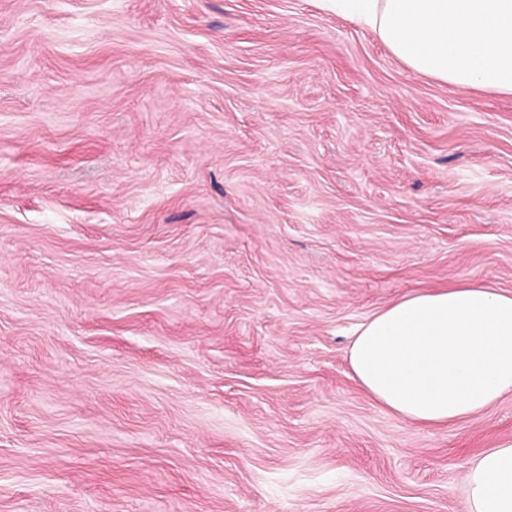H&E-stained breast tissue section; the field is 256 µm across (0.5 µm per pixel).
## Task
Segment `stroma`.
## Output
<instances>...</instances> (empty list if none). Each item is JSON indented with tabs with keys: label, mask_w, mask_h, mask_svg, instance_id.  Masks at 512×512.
Listing matches in <instances>:
<instances>
[{
	"label": "stroma",
	"mask_w": 512,
	"mask_h": 512,
	"mask_svg": "<svg viewBox=\"0 0 512 512\" xmlns=\"http://www.w3.org/2000/svg\"><path fill=\"white\" fill-rule=\"evenodd\" d=\"M512 294V96L316 0H0V512H460L512 396L354 379L403 295Z\"/></svg>",
	"instance_id": "35a3bbf8"
}]
</instances>
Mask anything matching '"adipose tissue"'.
<instances>
[{
	"mask_svg": "<svg viewBox=\"0 0 512 512\" xmlns=\"http://www.w3.org/2000/svg\"><path fill=\"white\" fill-rule=\"evenodd\" d=\"M412 71L512 96V0H318ZM355 379L411 426L464 421L512 395V294L464 285L403 296L362 323ZM462 512H512V441L473 458Z\"/></svg>",
	"mask_w": 512,
	"mask_h": 512,
	"instance_id": "1",
	"label": "adipose tissue"
}]
</instances>
